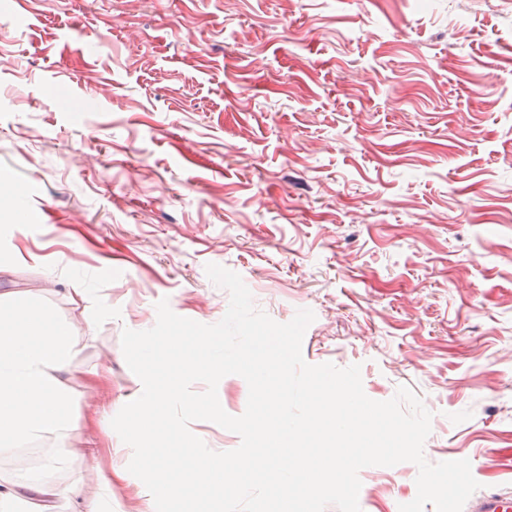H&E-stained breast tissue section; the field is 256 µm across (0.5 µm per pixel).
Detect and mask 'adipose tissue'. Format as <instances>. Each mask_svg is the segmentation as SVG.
Listing matches in <instances>:
<instances>
[{"label": "adipose tissue", "mask_w": 512, "mask_h": 512, "mask_svg": "<svg viewBox=\"0 0 512 512\" xmlns=\"http://www.w3.org/2000/svg\"><path fill=\"white\" fill-rule=\"evenodd\" d=\"M146 369L143 381L146 397L136 399L138 415L128 422L123 437L140 454L154 478L139 486L127 471L101 474L102 495L94 500L80 498L77 486H62L19 474L0 475V512L12 502L40 503L42 512H54L57 504H79V512H113L112 484L122 481L136 486L146 498L149 512H169V502L193 487L202 500H223L225 490L241 493L239 480L248 470L259 471L272 488L268 512H293L297 500L323 486L342 487L353 457L367 449L390 454L411 451L407 428L371 409L350 388L328 378L316 380L310 390L309 416L291 422L270 414L271 403L288 393L287 337L253 335L240 357L249 376L263 385L262 411L266 426L258 437L261 455L243 458L211 454H181L185 437L181 425L169 414L171 404L188 412L214 413L216 402L184 398L182 385L195 375L211 374L223 365V344L214 337L197 335L180 326L167 336L142 337ZM164 432L174 452L157 455L152 451L156 432Z\"/></svg>", "instance_id": "ef3b65f1"}]
</instances>
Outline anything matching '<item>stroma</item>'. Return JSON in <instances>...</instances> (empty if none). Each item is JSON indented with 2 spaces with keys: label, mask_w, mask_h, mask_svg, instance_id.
I'll use <instances>...</instances> for the list:
<instances>
[{
  "label": "stroma",
  "mask_w": 512,
  "mask_h": 512,
  "mask_svg": "<svg viewBox=\"0 0 512 512\" xmlns=\"http://www.w3.org/2000/svg\"><path fill=\"white\" fill-rule=\"evenodd\" d=\"M0 174L34 212L0 226V298L74 336L80 453L51 479L141 471L109 445L141 387L121 333L163 299L219 322L214 263L277 322L314 312L307 363L413 389L429 462L512 494V0H0ZM417 472L363 468L361 512Z\"/></svg>",
  "instance_id": "obj_1"
}]
</instances>
